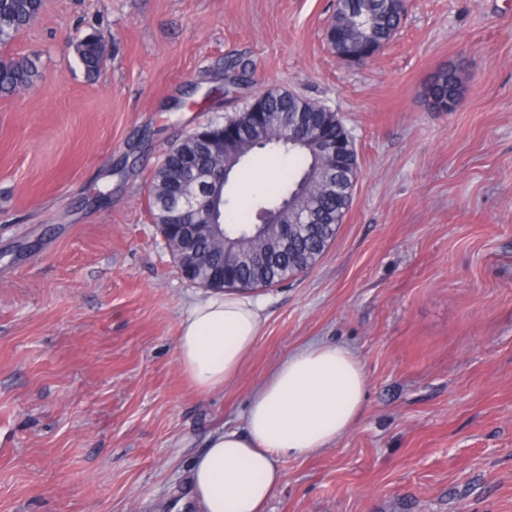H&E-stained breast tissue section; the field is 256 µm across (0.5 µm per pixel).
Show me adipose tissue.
<instances>
[{
    "mask_svg": "<svg viewBox=\"0 0 512 512\" xmlns=\"http://www.w3.org/2000/svg\"><path fill=\"white\" fill-rule=\"evenodd\" d=\"M265 301L208 293L186 310L177 361L201 393L221 389L253 348ZM366 376L353 350L309 344L288 354L255 389L243 431L216 430L188 477L195 512H265L284 457H309L341 439L360 416Z\"/></svg>",
    "mask_w": 512,
    "mask_h": 512,
    "instance_id": "adipose-tissue-1",
    "label": "adipose tissue"
}]
</instances>
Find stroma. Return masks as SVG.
Returning <instances> with one entry per match:
<instances>
[{
	"instance_id": "stroma-1",
	"label": "stroma",
	"mask_w": 512,
	"mask_h": 512,
	"mask_svg": "<svg viewBox=\"0 0 512 512\" xmlns=\"http://www.w3.org/2000/svg\"><path fill=\"white\" fill-rule=\"evenodd\" d=\"M336 0H43L0 96V512H181L191 459L310 343L366 374L350 431L280 462L267 512H512V0H408L371 60ZM108 42L88 76L74 45ZM464 76L456 111L428 81ZM274 89L336 112L352 204L306 272L263 289L236 377L196 392L177 336L200 288L147 207L168 147ZM338 1H350V3H345L343 6H337L336 12L326 28L325 36L327 43L336 52V54L341 55L349 51L351 43H355L361 39V35L359 33L361 28L357 25L356 20L352 18L353 11L351 16L348 14V9H350V4L353 0ZM336 29L343 31L345 34V40L337 42V44L333 39V33ZM36 71L26 58L0 56V93L13 95L33 82Z\"/></svg>"
}]
</instances>
